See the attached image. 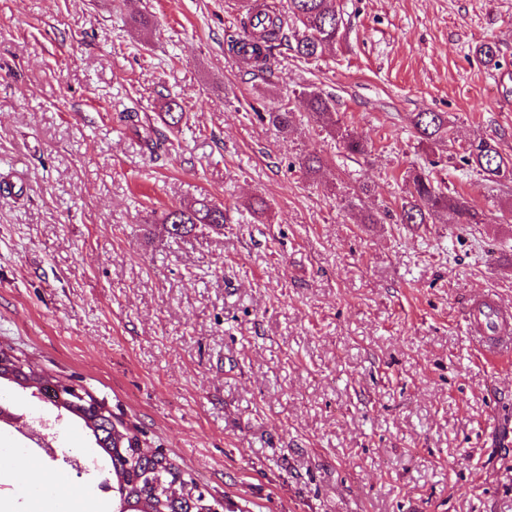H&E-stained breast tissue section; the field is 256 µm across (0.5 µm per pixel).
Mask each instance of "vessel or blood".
Instances as JSON below:
<instances>
[{
  "label": "vessel or blood",
  "mask_w": 512,
  "mask_h": 512,
  "mask_svg": "<svg viewBox=\"0 0 512 512\" xmlns=\"http://www.w3.org/2000/svg\"><path fill=\"white\" fill-rule=\"evenodd\" d=\"M468 326L485 359L512 356V311L499 307L494 295L473 300Z\"/></svg>",
  "instance_id": "1"
}]
</instances>
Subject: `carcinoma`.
<instances>
[{
  "label": "carcinoma",
  "instance_id": "carcinoma-1",
  "mask_svg": "<svg viewBox=\"0 0 512 512\" xmlns=\"http://www.w3.org/2000/svg\"><path fill=\"white\" fill-rule=\"evenodd\" d=\"M288 18L298 28L287 33L281 11L272 3L252 5L243 20V33L248 42L228 41L230 52L260 69L271 66V50L276 42L293 38L296 53L315 59L336 43L341 36L343 20L335 0H288ZM299 108L323 118L324 128L337 134L345 151L362 156L368 152L364 141L352 137L337 127L335 103L320 91L310 90L298 97ZM166 126L177 129L183 120V109L176 100L166 103ZM260 121L286 134L295 113L283 108L259 112ZM413 125L421 138L435 143L448 138V117L441 112H419ZM465 164L494 181L512 175V155L501 150L495 141L472 142L462 156ZM413 190L400 205V223L430 224L435 216L446 213L454 224H480L481 214L467 198L449 195L424 173L411 175ZM161 223L169 225V234L183 237L199 224L212 228L224 226V207L204 196L193 203L167 210ZM19 386L31 384L52 405L81 419L95 440L94 453L112 465V498L126 499L139 505V512H212L217 502L201 490L185 474L173 458L158 448H151L138 433L123 422L112 421V412L86 392L71 393L67 385L46 375L15 355L11 349L0 347V380Z\"/></svg>",
  "mask_w": 512,
  "mask_h": 512
}]
</instances>
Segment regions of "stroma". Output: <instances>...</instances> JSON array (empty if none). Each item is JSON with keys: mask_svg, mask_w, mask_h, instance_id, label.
<instances>
[{"mask_svg": "<svg viewBox=\"0 0 512 512\" xmlns=\"http://www.w3.org/2000/svg\"><path fill=\"white\" fill-rule=\"evenodd\" d=\"M336 8L322 57L282 46L261 70L228 50L238 0H0V346L103 402L224 512H512V360L485 363L465 321L482 294L512 306V177L462 161L480 139L512 154V0ZM306 88L367 157L314 113L284 135L252 112ZM424 111L449 140L419 138ZM152 131L169 135L154 154ZM420 168L482 223H398ZM203 194L223 228L172 238L161 213ZM0 398L57 419L14 383ZM60 422L61 459L0 467V512H38L42 466L87 490L66 458L94 439ZM413 125L421 138L434 143L448 138V117L441 112H419L413 118Z\"/></svg>", "mask_w": 512, "mask_h": 512, "instance_id": "35a3bbf8", "label": "stroma"}]
</instances>
